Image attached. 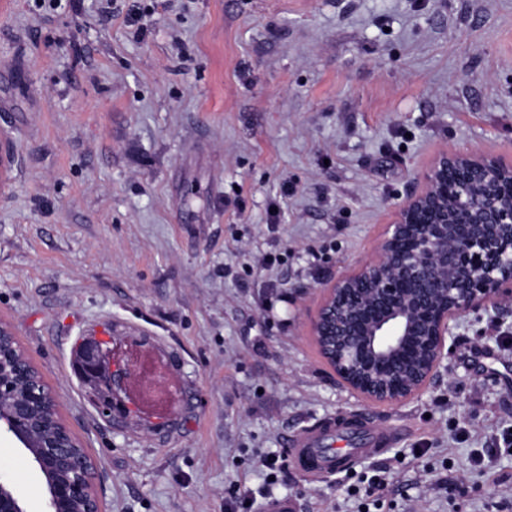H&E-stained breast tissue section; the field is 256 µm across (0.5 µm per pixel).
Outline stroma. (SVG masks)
Masks as SVG:
<instances>
[{
  "label": "stroma",
  "instance_id": "stroma-1",
  "mask_svg": "<svg viewBox=\"0 0 512 512\" xmlns=\"http://www.w3.org/2000/svg\"><path fill=\"white\" fill-rule=\"evenodd\" d=\"M152 4L0 0V318L96 460L102 512H226L233 490L359 512L375 468L370 512H512V310L459 318L397 404L343 385L311 334L438 151L512 159V0ZM133 325L174 352L176 438L104 417L75 372L82 337ZM341 415L395 438L303 476L287 437ZM0 475L45 512L3 432Z\"/></svg>",
  "mask_w": 512,
  "mask_h": 512
}]
</instances>
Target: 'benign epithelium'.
<instances>
[{
    "instance_id": "benign-epithelium-1",
    "label": "benign epithelium",
    "mask_w": 512,
    "mask_h": 512,
    "mask_svg": "<svg viewBox=\"0 0 512 512\" xmlns=\"http://www.w3.org/2000/svg\"><path fill=\"white\" fill-rule=\"evenodd\" d=\"M512 164L482 152L442 150L420 189L397 207L371 258L323 289L313 335L340 352L364 377L332 366L339 380L374 402L401 403L421 394L448 352L452 323L465 313L512 300ZM428 334L427 360L410 375L402 350ZM82 375L102 412L116 408L131 364L90 340ZM42 378L0 320V427L25 451L44 481L46 512H101L97 464L60 420ZM0 512H27L10 480L0 477Z\"/></svg>"
}]
</instances>
